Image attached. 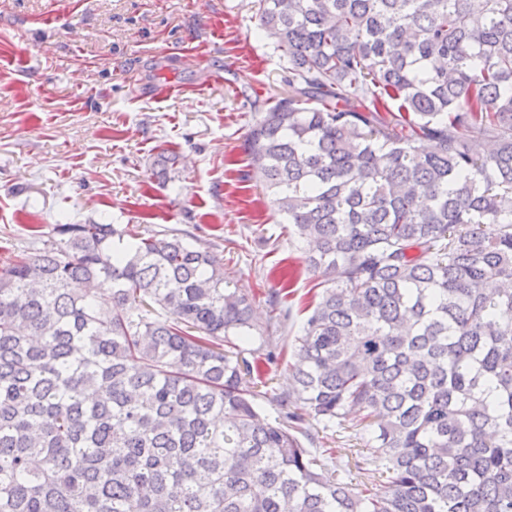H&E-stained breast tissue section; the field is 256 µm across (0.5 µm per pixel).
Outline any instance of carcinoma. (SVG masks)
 Segmentation results:
<instances>
[{
    "label": "carcinoma",
    "instance_id": "1",
    "mask_svg": "<svg viewBox=\"0 0 512 512\" xmlns=\"http://www.w3.org/2000/svg\"><path fill=\"white\" fill-rule=\"evenodd\" d=\"M257 14L288 93L245 151L316 280L286 415L223 259L58 224L0 268V512H512V0ZM305 413L360 426L382 488L304 448Z\"/></svg>",
    "mask_w": 512,
    "mask_h": 512
}]
</instances>
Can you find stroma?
Listing matches in <instances>:
<instances>
[{
	"label": "stroma",
	"mask_w": 512,
	"mask_h": 512,
	"mask_svg": "<svg viewBox=\"0 0 512 512\" xmlns=\"http://www.w3.org/2000/svg\"><path fill=\"white\" fill-rule=\"evenodd\" d=\"M257 0H0V264L59 220L176 234L224 261L277 356L257 402L276 418L312 286L244 141L288 74L257 29ZM55 11L66 20L45 25ZM216 76L196 92L202 70ZM182 91L162 95L164 87ZM180 155L165 178L162 151ZM298 438L353 488L380 484L362 430L304 416Z\"/></svg>",
	"instance_id": "stroma-1"
}]
</instances>
